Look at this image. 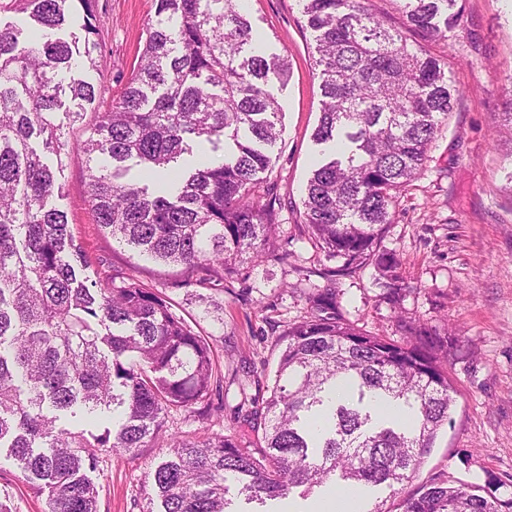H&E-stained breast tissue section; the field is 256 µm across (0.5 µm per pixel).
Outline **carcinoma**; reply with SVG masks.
Returning <instances> with one entry per match:
<instances>
[{
  "label": "carcinoma",
  "instance_id": "1",
  "mask_svg": "<svg viewBox=\"0 0 512 512\" xmlns=\"http://www.w3.org/2000/svg\"><path fill=\"white\" fill-rule=\"evenodd\" d=\"M94 2L0 0V11L26 15L24 28L0 25V449L20 462L34 493L47 495L48 512H99L87 471L101 449L122 456L146 447L172 410L203 419L224 412L211 341L133 277H80L86 255L54 203L64 193L56 169L83 153L85 197L101 230L202 285L233 278L246 253L265 259L277 215L260 175L272 169L282 132L268 85L284 81L288 66L255 53L244 0H153L125 89L72 142L55 113L65 95L72 122H81L101 94L75 75L99 68ZM400 9L412 30L444 40L463 5L400 0ZM303 14L322 97L314 139L334 148L307 182L304 224L318 249L341 260L323 277L372 265L397 308L407 286L381 239L397 194L425 169L462 92L440 59L364 0H304ZM195 140L224 141V161L180 171ZM131 159L149 176L169 177L170 190L120 181ZM306 303L308 315L279 337L270 395L244 391L233 410L256 437H170L167 457L147 474L160 512H232V484L263 504L298 487L334 483L340 494L414 478L456 401L448 336L402 311L406 339L367 334L343 318L334 288L308 293ZM339 377L346 389L334 401ZM392 400L405 414L391 412ZM109 409L118 418L102 435L59 426L62 415ZM401 508L512 512V496L480 495L439 473Z\"/></svg>",
  "mask_w": 512,
  "mask_h": 512
}]
</instances>
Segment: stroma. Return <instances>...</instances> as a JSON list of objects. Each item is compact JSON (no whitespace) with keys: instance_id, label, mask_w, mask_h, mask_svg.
Wrapping results in <instances>:
<instances>
[{"instance_id":"1","label":"stroma","mask_w":512,"mask_h":512,"mask_svg":"<svg viewBox=\"0 0 512 512\" xmlns=\"http://www.w3.org/2000/svg\"><path fill=\"white\" fill-rule=\"evenodd\" d=\"M96 4L100 63L108 74L104 96L110 99L124 89L154 7L152 0ZM463 7L455 39L408 35L409 43L423 44L447 63L448 77L464 97L431 143L425 171L399 193L381 242L399 258L408 284L405 310L451 335L448 377L458 397L412 482L396 494L383 486L360 490V497L385 502L389 512L440 471L456 484L484 489L495 482L498 495L512 494V138L505 132L512 111V0H464ZM302 10V0H247L254 31L290 68L286 85L274 90L283 129L268 179L280 203L272 252L264 261L244 258L238 275L219 286L184 284L179 268L122 248L94 223L83 155L71 154L58 175L66 194L56 204L84 250L85 276L99 281L119 270L152 288L212 342L225 376L224 417L205 423L173 411L148 447L130 455L100 454L90 473L99 512H146L144 479L162 459L168 435L191 440L236 432L229 417L241 400L235 373L273 374L277 336L305 316L309 289L325 284L320 272L329 261L302 219L307 180L320 157L314 132L321 112L315 42ZM336 291L347 321L401 340L374 266L339 280ZM19 475L1 450L0 500L11 512H45V497L32 493Z\"/></svg>"}]
</instances>
